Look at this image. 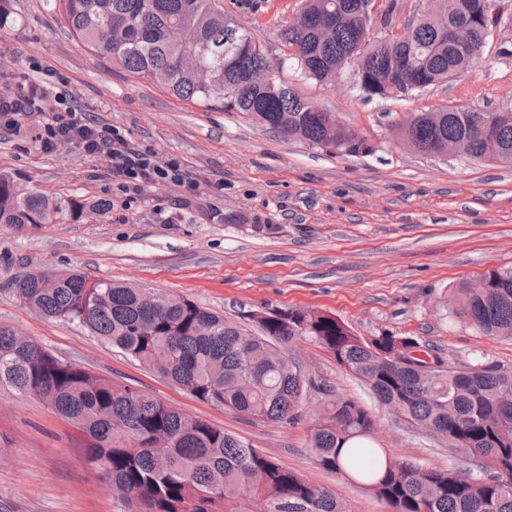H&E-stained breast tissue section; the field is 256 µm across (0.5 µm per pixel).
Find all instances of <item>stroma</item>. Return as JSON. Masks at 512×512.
Listing matches in <instances>:
<instances>
[{"label":"stroma","mask_w":512,"mask_h":512,"mask_svg":"<svg viewBox=\"0 0 512 512\" xmlns=\"http://www.w3.org/2000/svg\"><path fill=\"white\" fill-rule=\"evenodd\" d=\"M260 42L274 73L294 80L278 32L300 0H221ZM0 97L28 94L33 67L53 73L46 97L17 129L0 116V173L24 191L109 205L106 216L17 227L0 224V327L59 358L148 392L260 449L335 492L349 512H393L383 499L316 464L311 453L321 395L309 391L293 423L253 420L200 402L84 329L46 319L13 296L34 271L77 270L239 310L313 308L356 334L415 336L452 363L512 370V340L482 334L449 298L487 271L512 267V167L462 156H425L396 127L444 106L512 110V57L488 47L463 77L405 98L368 100L350 77L302 81V95L373 145L330 155L289 141L238 112L208 110L144 83L88 53L57 25L53 0H0ZM79 105L159 164L178 162L184 182L139 184L112 173V158L73 147L45 151L41 113ZM293 353L308 378L368 408L376 446L432 468L456 459L409 429L316 344ZM0 512H129L88 462L81 434L37 399L0 389Z\"/></svg>","instance_id":"1"}]
</instances>
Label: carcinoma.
<instances>
[{
	"mask_svg": "<svg viewBox=\"0 0 512 512\" xmlns=\"http://www.w3.org/2000/svg\"><path fill=\"white\" fill-rule=\"evenodd\" d=\"M363 2L302 0L300 10L319 23L333 12L334 31L325 39L315 27L281 30L298 76L328 83L352 69L365 97L406 96L464 76L476 58L460 46L498 23L485 0H457L449 13L416 14L404 24L403 41L385 45L363 26ZM401 8V0H388L377 30L395 27ZM55 12L60 27L93 55L182 100L240 112L330 154L374 151L331 113L309 110L290 82L275 78L274 93L251 84L252 74L271 63L217 0H55ZM182 26L196 30L194 44L174 38ZM193 55L211 70L207 86L187 65ZM398 137L424 155L441 156L460 143L469 159L512 165L511 110L417 112L398 126ZM489 143L500 148L494 158L485 155ZM83 211L76 201L23 192L0 174V224L58 223ZM12 292L25 307L87 329L194 398L264 422L296 419L313 383L290 350L299 340L316 343L382 405L400 407L410 428L433 434L460 461L436 469L391 457L370 445L375 421L365 406L322 389L312 438L318 465L355 480L394 512H512V370L487 362L454 366L414 336H359L313 309L228 317L160 292L151 303L144 288L78 272L62 273L52 289L29 274ZM454 299L478 330L512 339V267L487 272ZM3 387L39 399L81 431L87 460L133 512H348L330 490L223 429L1 327Z\"/></svg>",
	"mask_w": 512,
	"mask_h": 512,
	"instance_id": "carcinoma-1",
	"label": "carcinoma"
}]
</instances>
